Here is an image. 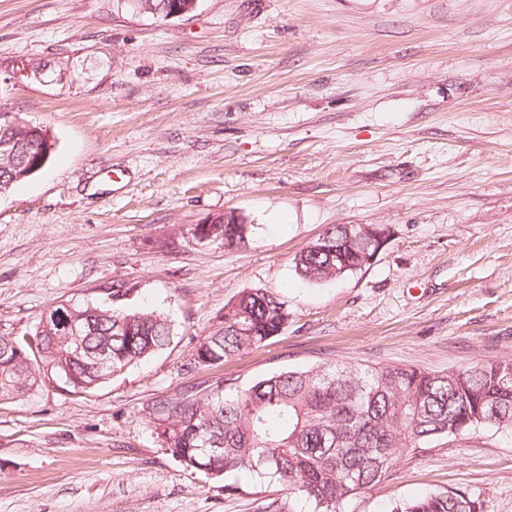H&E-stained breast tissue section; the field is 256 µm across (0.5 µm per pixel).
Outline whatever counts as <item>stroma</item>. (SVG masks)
I'll return each instance as SVG.
<instances>
[{"instance_id":"1","label":"stroma","mask_w":512,"mask_h":512,"mask_svg":"<svg viewBox=\"0 0 512 512\" xmlns=\"http://www.w3.org/2000/svg\"><path fill=\"white\" fill-rule=\"evenodd\" d=\"M40 65V78L22 66ZM0 111L55 143L0 194V336L60 303L169 315L172 344L95 389L53 379L0 403V512H288L313 503L212 479L162 448L161 398L282 370L430 372L512 358V0H0ZM233 210L249 244L198 241ZM336 224H374L369 266L307 284L294 259ZM264 288L287 328L193 370L224 306ZM234 491H226V484ZM464 489L512 512V430L411 448L340 512Z\"/></svg>"}]
</instances>
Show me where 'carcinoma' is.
<instances>
[{
    "instance_id": "cac0c4a2",
    "label": "carcinoma",
    "mask_w": 512,
    "mask_h": 512,
    "mask_svg": "<svg viewBox=\"0 0 512 512\" xmlns=\"http://www.w3.org/2000/svg\"><path fill=\"white\" fill-rule=\"evenodd\" d=\"M358 224H336L295 257L309 282L340 279L368 265L374 247ZM250 224H222L232 247L249 243ZM110 305L75 307L92 328L81 349L64 336L34 333V340L0 336V401L18 398L50 375L84 392L169 345L171 321L156 310L118 305L124 283L108 288ZM291 318L278 295L263 288L224 305V327L195 346L192 369L224 362L263 345ZM108 349L112 373L95 368ZM149 416L162 447L185 468L212 479L246 473L261 483L296 490L317 512H339L345 500L378 483L409 448L460 432L512 430V359L476 362L446 372L415 367L354 368L324 365L260 378L234 394L221 384L175 394L152 404ZM392 512H483L469 492H430L396 504Z\"/></svg>"
}]
</instances>
